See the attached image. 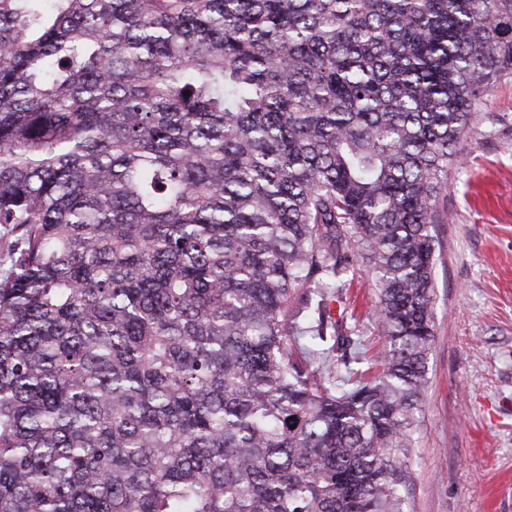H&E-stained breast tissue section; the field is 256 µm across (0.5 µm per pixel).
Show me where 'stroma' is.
I'll return each mask as SVG.
<instances>
[{
	"mask_svg": "<svg viewBox=\"0 0 512 512\" xmlns=\"http://www.w3.org/2000/svg\"><path fill=\"white\" fill-rule=\"evenodd\" d=\"M457 151L407 509L512 512V79L481 99Z\"/></svg>",
	"mask_w": 512,
	"mask_h": 512,
	"instance_id": "1",
	"label": "stroma"
}]
</instances>
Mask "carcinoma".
Instances as JSON below:
<instances>
[{"mask_svg":"<svg viewBox=\"0 0 512 512\" xmlns=\"http://www.w3.org/2000/svg\"><path fill=\"white\" fill-rule=\"evenodd\" d=\"M511 76L512 0H0V512H405ZM355 272L357 278L355 286L357 285V288H351V297L356 299L353 307L358 308L356 313L361 314L360 320L364 322V344L370 345L373 351L377 344L378 331L374 320L369 318L368 314L371 312V303L376 298V288H373L372 282L363 273L356 269ZM360 276H363V278H360ZM355 295H357L356 298Z\"/></svg>","mask_w":512,"mask_h":512,"instance_id":"1","label":"carcinoma"}]
</instances>
